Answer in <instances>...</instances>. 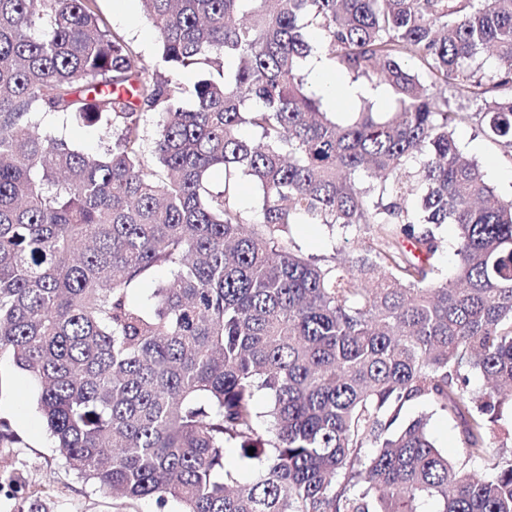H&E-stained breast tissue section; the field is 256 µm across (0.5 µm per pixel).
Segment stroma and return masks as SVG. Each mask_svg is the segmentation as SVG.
Listing matches in <instances>:
<instances>
[{
  "instance_id": "stroma-1",
  "label": "stroma",
  "mask_w": 512,
  "mask_h": 512,
  "mask_svg": "<svg viewBox=\"0 0 512 512\" xmlns=\"http://www.w3.org/2000/svg\"><path fill=\"white\" fill-rule=\"evenodd\" d=\"M101 17L110 30L123 34L138 50L146 64H153L158 43L145 18L140 0H97ZM452 107L465 113L466 119L456 131L463 155L481 165L495 193L505 199L512 197V153L493 141L485 132L475 101L451 99ZM48 130L63 137L75 148L103 152L107 139L98 127H89L71 119L51 117ZM290 239L304 254L323 256L334 251L351 254L353 243L341 233H334L321 224H295ZM39 389L36 383L16 368L9 358L0 359V422L7 435L0 439V470L23 472L20 483H0V512H28L37 505L40 512H178L177 503H168L158 510L154 500L124 502L104 494L93 482L77 477L54 445L38 412ZM428 415V431L436 446L449 458H456L463 448L459 422L433 411L425 403L408 405L404 419Z\"/></svg>"
}]
</instances>
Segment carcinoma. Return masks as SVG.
<instances>
[{
  "mask_svg": "<svg viewBox=\"0 0 512 512\" xmlns=\"http://www.w3.org/2000/svg\"><path fill=\"white\" fill-rule=\"evenodd\" d=\"M140 2L151 70L96 0H0V355L66 463L161 510L512 512V200L462 156L448 99L481 102L512 149V0ZM315 54L396 111L333 118L307 90ZM57 114L106 150L52 135ZM295 223L355 231L353 256L304 255ZM162 266L144 310L129 291ZM417 402L460 419L461 459L400 422ZM46 126L52 134L63 137L79 150L102 153L107 147L108 139L104 136L103 131L96 126H84L74 120L62 117L48 118ZM441 235L448 241L447 248L442 257V268L448 275H452L456 269L457 257L455 256V244L457 238V230L453 224L444 225L441 229ZM224 468L235 472L241 484L251 483L255 476L254 469L240 460L232 448L226 449L224 453Z\"/></svg>",
  "mask_w": 512,
  "mask_h": 512,
  "instance_id": "carcinoma-1",
  "label": "carcinoma"
}]
</instances>
